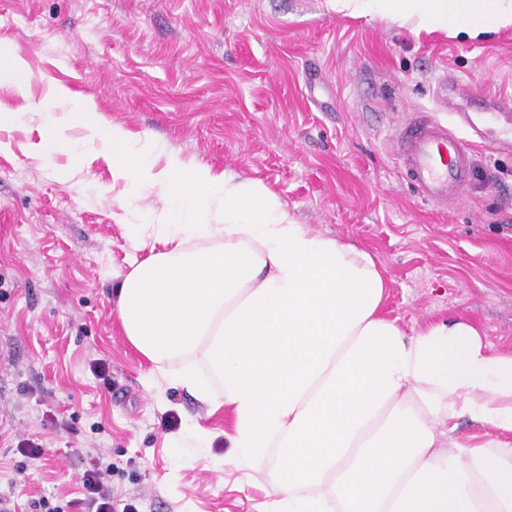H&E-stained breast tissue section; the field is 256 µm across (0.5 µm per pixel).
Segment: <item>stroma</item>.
<instances>
[{
    "label": "stroma",
    "instance_id": "35a3bbf8",
    "mask_svg": "<svg viewBox=\"0 0 512 512\" xmlns=\"http://www.w3.org/2000/svg\"><path fill=\"white\" fill-rule=\"evenodd\" d=\"M0 45L26 65L25 94L0 86V106L23 115L0 130V347L14 353L0 364V498L66 505L96 464L138 512L274 500L236 466L223 413L170 386L122 332L117 289L147 255L126 226L163 199L144 191L118 224L123 187L96 149L32 151L44 112L78 98L187 162L262 181L298 223L370 252L405 329L464 316L512 350V156L477 149L462 203L441 211L403 179L392 139L404 112L436 111L439 78L511 99L512 27L417 35L326 0H0ZM195 423L210 447H189ZM19 437L39 439V460L8 448Z\"/></svg>",
    "mask_w": 512,
    "mask_h": 512
}]
</instances>
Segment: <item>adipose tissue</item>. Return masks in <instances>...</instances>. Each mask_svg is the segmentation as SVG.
I'll list each match as a JSON object with an SVG mask.
<instances>
[{
	"label": "adipose tissue",
	"instance_id": "1",
	"mask_svg": "<svg viewBox=\"0 0 512 512\" xmlns=\"http://www.w3.org/2000/svg\"><path fill=\"white\" fill-rule=\"evenodd\" d=\"M328 4L417 34L512 27V0ZM68 120L127 186L118 222L142 190L163 198L129 227L162 248L132 263L118 317L171 385L228 411L270 512H512V350L463 317L406 332L375 258L297 223L262 181L187 163L81 101ZM462 418L483 434L459 437Z\"/></svg>",
	"mask_w": 512,
	"mask_h": 512
}]
</instances>
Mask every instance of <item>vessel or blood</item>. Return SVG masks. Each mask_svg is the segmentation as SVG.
Returning a JSON list of instances; mask_svg holds the SVG:
<instances>
[{
    "mask_svg": "<svg viewBox=\"0 0 512 512\" xmlns=\"http://www.w3.org/2000/svg\"><path fill=\"white\" fill-rule=\"evenodd\" d=\"M458 84L440 80L434 90L437 104L454 112L456 124L442 121L433 112L416 111L393 131L403 177L417 195L437 209L458 205L470 181L472 150L485 139L497 154H512V130L488 138L490 122L497 119L499 101H491L482 112H470L457 102Z\"/></svg>",
    "mask_w": 512,
    "mask_h": 512,
    "instance_id": "b4317fda",
    "label": "vessel or blood"
}]
</instances>
